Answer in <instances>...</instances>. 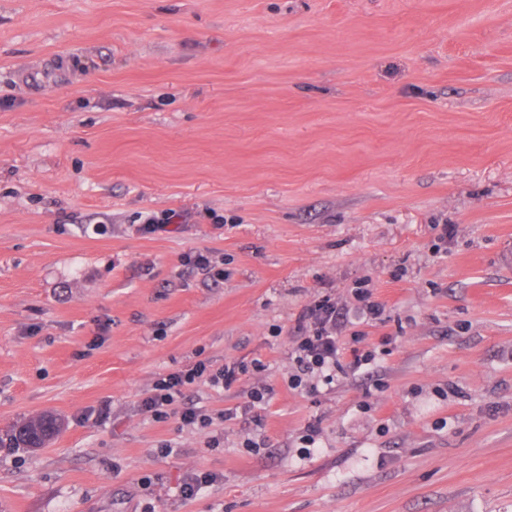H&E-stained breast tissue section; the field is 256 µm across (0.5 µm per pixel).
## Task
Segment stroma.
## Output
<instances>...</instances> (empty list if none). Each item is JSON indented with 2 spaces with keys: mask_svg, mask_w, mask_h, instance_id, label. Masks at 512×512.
<instances>
[{
  "mask_svg": "<svg viewBox=\"0 0 512 512\" xmlns=\"http://www.w3.org/2000/svg\"><path fill=\"white\" fill-rule=\"evenodd\" d=\"M360 280L377 362L290 389ZM205 358L257 420L140 413ZM0 512H512V0H0ZM61 425V421L56 416L43 414L19 426L10 440L17 446L42 448L47 440L60 432Z\"/></svg>",
  "mask_w": 512,
  "mask_h": 512,
  "instance_id": "35a3bbf8",
  "label": "stroma"
}]
</instances>
